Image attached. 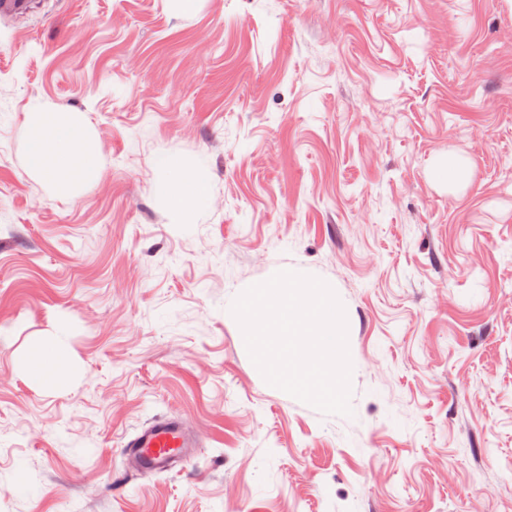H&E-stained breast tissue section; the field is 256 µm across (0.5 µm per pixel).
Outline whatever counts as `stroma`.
I'll return each instance as SVG.
<instances>
[{"instance_id":"obj_1","label":"stroma","mask_w":512,"mask_h":512,"mask_svg":"<svg viewBox=\"0 0 512 512\" xmlns=\"http://www.w3.org/2000/svg\"><path fill=\"white\" fill-rule=\"evenodd\" d=\"M47 106L94 138L70 195L27 164ZM160 156L208 176L190 219ZM280 270L345 308L352 416L248 356L230 306ZM38 343L58 386L27 373ZM161 416L194 454L130 470ZM0 512H512V0L0 16Z\"/></svg>"}]
</instances>
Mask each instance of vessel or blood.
<instances>
[{
	"label": "vessel or blood",
	"mask_w": 512,
	"mask_h": 512,
	"mask_svg": "<svg viewBox=\"0 0 512 512\" xmlns=\"http://www.w3.org/2000/svg\"><path fill=\"white\" fill-rule=\"evenodd\" d=\"M195 445L181 421L166 418L133 435L124 453L131 469L163 472L171 463L187 459Z\"/></svg>",
	"instance_id": "obj_1"
}]
</instances>
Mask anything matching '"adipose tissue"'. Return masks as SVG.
<instances>
[{
  "instance_id": "ef3b65f1",
  "label": "adipose tissue",
  "mask_w": 512,
  "mask_h": 512,
  "mask_svg": "<svg viewBox=\"0 0 512 512\" xmlns=\"http://www.w3.org/2000/svg\"><path fill=\"white\" fill-rule=\"evenodd\" d=\"M28 165L56 188L68 190L98 175L89 130L81 117L61 109H42L27 117ZM208 179L203 170L169 166L156 192L179 218L187 219L208 201Z\"/></svg>"
}]
</instances>
